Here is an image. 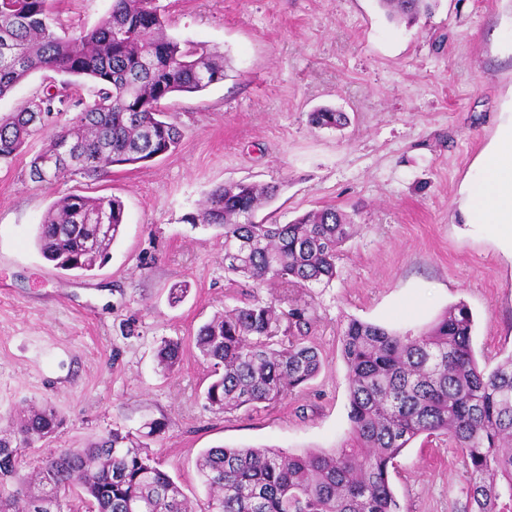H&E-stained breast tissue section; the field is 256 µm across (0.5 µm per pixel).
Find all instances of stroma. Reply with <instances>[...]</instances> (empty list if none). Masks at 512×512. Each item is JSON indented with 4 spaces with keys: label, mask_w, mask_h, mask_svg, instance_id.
I'll list each match as a JSON object with an SVG mask.
<instances>
[{
    "label": "stroma",
    "mask_w": 512,
    "mask_h": 512,
    "mask_svg": "<svg viewBox=\"0 0 512 512\" xmlns=\"http://www.w3.org/2000/svg\"><path fill=\"white\" fill-rule=\"evenodd\" d=\"M160 2L169 36L224 56L223 82L163 101L183 133L178 148L98 179L45 184L28 175L38 135L0 165V414L53 407L66 419L55 448L166 420L150 451L201 504L196 461L206 449L347 445L340 333L349 319L418 331L462 301L480 366L512 353V257L461 210L466 180L512 115V0H440L411 25L389 20L378 0ZM111 6L55 4L69 35ZM320 106L346 112L348 125L312 126ZM241 181L279 185L260 211L277 223L333 206L354 229L329 287L275 289L308 302L319 375L276 405L215 414L202 398L210 366L193 338L253 288L225 274L216 231L188 218L205 192ZM69 194L114 195L125 208L109 261L84 275L56 270L35 245L46 211ZM184 283L186 296L171 304V288ZM164 338L184 346L171 372L155 357ZM391 484L404 512H465L463 457L446 437L413 441Z\"/></svg>",
    "instance_id": "obj_1"
}]
</instances>
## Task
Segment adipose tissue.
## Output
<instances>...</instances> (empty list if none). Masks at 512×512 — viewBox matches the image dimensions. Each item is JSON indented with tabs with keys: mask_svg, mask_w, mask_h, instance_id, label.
<instances>
[{
	"mask_svg": "<svg viewBox=\"0 0 512 512\" xmlns=\"http://www.w3.org/2000/svg\"><path fill=\"white\" fill-rule=\"evenodd\" d=\"M463 194L466 223L487 227L512 251V117L499 125Z\"/></svg>",
	"mask_w": 512,
	"mask_h": 512,
	"instance_id": "1",
	"label": "adipose tissue"
}]
</instances>
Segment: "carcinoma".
I'll return each instance as SVG.
<instances>
[{
	"instance_id": "carcinoma-1",
	"label": "carcinoma",
	"mask_w": 512,
	"mask_h": 512,
	"mask_svg": "<svg viewBox=\"0 0 512 512\" xmlns=\"http://www.w3.org/2000/svg\"><path fill=\"white\" fill-rule=\"evenodd\" d=\"M437 0H379L392 20L412 24L432 14ZM53 0H0V99L32 73L48 70L91 81L86 102L65 80L0 118V162L11 163L29 139L54 131L32 156L29 177L48 183L67 174L97 179L115 164H141L172 153L179 125L160 109L179 92H199L224 81V58L203 45L165 33L159 0H112L107 16L76 36L57 34ZM79 109L61 122L68 109ZM319 129H340L348 116L332 107L309 114ZM276 184L225 183L208 191L190 222L224 239V272L257 288L329 285L351 225L334 207L305 212L287 224L257 212L276 199ZM124 207L116 197L72 194L56 200L38 225L35 244L64 272H90L104 263L120 236ZM112 225L101 233L100 225ZM280 298L251 296L215 313L194 345L212 380L203 400L215 413L275 405L320 372L316 347L307 343L308 308L284 314ZM473 315L458 302L435 322L400 333L351 319L342 331L348 369L350 443L345 448L296 454L280 448H210L198 473L207 488L200 512H403L389 481L395 459L415 438L445 435L462 452L469 476L467 512H512V353L494 368L474 356ZM181 342L165 339L156 360L175 369ZM64 418L30 405L0 431V512H42L83 494L86 512H192L177 482L142 438L164 432L119 430L84 448L49 451L37 471L20 474L25 450L48 440Z\"/></svg>"
}]
</instances>
